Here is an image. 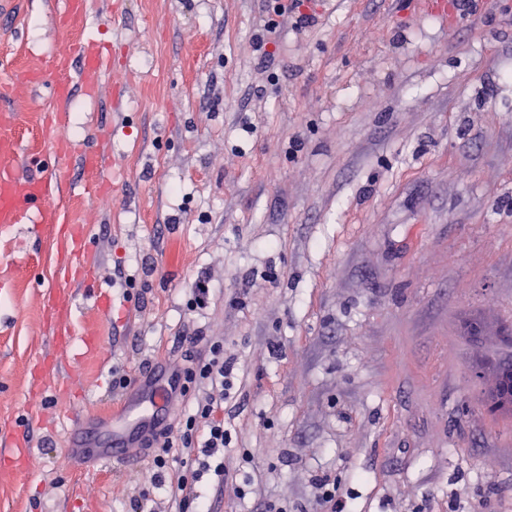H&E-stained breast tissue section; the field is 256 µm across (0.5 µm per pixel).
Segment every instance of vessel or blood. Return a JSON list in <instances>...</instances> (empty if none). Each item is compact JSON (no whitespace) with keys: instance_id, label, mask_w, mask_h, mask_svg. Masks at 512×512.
<instances>
[{"instance_id":"1","label":"vessel or blood","mask_w":512,"mask_h":512,"mask_svg":"<svg viewBox=\"0 0 512 512\" xmlns=\"http://www.w3.org/2000/svg\"><path fill=\"white\" fill-rule=\"evenodd\" d=\"M87 10L88 0H66L64 9L55 15L54 23L59 31H67L84 21ZM109 60L106 47L97 39L89 38L75 45L63 44L51 58L21 73L0 63V130L5 133L14 125L16 114L7 103L25 89L49 86L59 108L70 101L73 84L77 81L81 82L86 97H96ZM41 135L50 153L46 156L29 154L25 159L27 166L40 168L47 161L59 163L76 156L82 167L94 175L92 198L111 194V181L97 176L103 166L99 151L91 146L78 147L68 139L62 132L58 112L43 114ZM17 156L16 142L5 135L0 139V224L4 226L21 223L30 211L39 210L51 194V178L21 174ZM55 236L63 258L60 276L64 282L50 297V309L57 312L70 307L75 289L93 285L95 277L94 266L88 258L91 249L88 225L72 224L61 218L57 221ZM172 398L171 386L159 384L138 399L125 400L112 416L96 423L94 438L73 436L74 451L105 467L140 462L138 443L146 430L162 424ZM30 456L31 450L26 444H16L0 454V473L10 477L25 476Z\"/></svg>"}]
</instances>
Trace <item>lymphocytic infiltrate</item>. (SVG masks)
Listing matches in <instances>:
<instances>
[{"label":"lymphocytic infiltrate","mask_w":512,"mask_h":512,"mask_svg":"<svg viewBox=\"0 0 512 512\" xmlns=\"http://www.w3.org/2000/svg\"><path fill=\"white\" fill-rule=\"evenodd\" d=\"M274 12V18L265 19L255 37L258 49L277 43L282 19H290L296 30L311 24L310 16L299 11L296 0H277ZM232 371L223 345L210 343L194 353L178 373L185 384L205 391L192 411L179 414L176 428L160 431L153 451V464L161 474L169 470L175 454L186 457V471L170 481L179 512H206L195 492L196 483L206 476L217 482L224 479V450L232 441L224 426V381Z\"/></svg>","instance_id":"1"}]
</instances>
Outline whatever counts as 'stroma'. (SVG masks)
Returning <instances> with one entry per match:
<instances>
[{"label":"stroma","instance_id":"1","mask_svg":"<svg viewBox=\"0 0 512 512\" xmlns=\"http://www.w3.org/2000/svg\"><path fill=\"white\" fill-rule=\"evenodd\" d=\"M16 0L0 58L33 66L93 33L112 48L97 98L74 91L65 135L109 161L111 205L77 160L53 171L49 216L0 229V512H178L151 458L64 463L92 409L181 367L189 337L233 362L222 484L210 512H315L316 476L343 512H512V415L491 414L472 366L512 355V0L461 18L426 0H299L264 68L267 0ZM10 132L42 147L47 87L13 99ZM91 230L99 289L59 285L51 213ZM208 303L190 309L196 280ZM78 330L56 352L55 324ZM100 350L84 359L83 337ZM59 353L50 398L30 365ZM128 376V385L117 382ZM251 461H244V454ZM88 10V0H67L64 9L53 18L59 31L66 32L82 23ZM277 2L273 8L274 13L278 18H290L293 19L292 27L295 30H301L307 28L311 24V17L307 13H301L298 8V3L295 1H289L290 3H284L288 1H275ZM31 449L25 443H17L14 448L0 454L1 475L23 477L28 471Z\"/></svg>","mask_w":512,"mask_h":512}]
</instances>
